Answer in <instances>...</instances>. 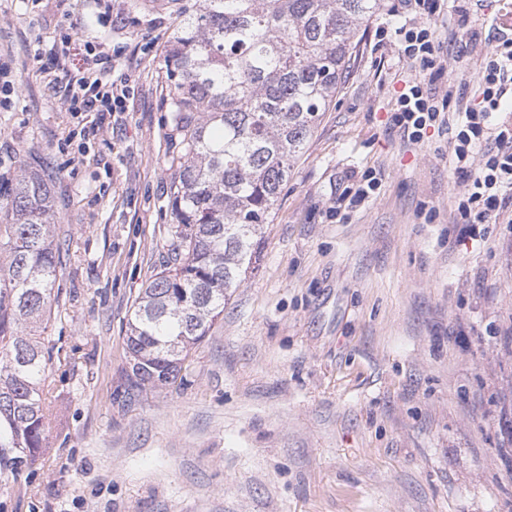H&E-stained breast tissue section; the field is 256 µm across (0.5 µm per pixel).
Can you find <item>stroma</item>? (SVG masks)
I'll list each match as a JSON object with an SVG mask.
<instances>
[{"label": "stroma", "mask_w": 512, "mask_h": 512, "mask_svg": "<svg viewBox=\"0 0 512 512\" xmlns=\"http://www.w3.org/2000/svg\"><path fill=\"white\" fill-rule=\"evenodd\" d=\"M196 0H0V182L27 160L54 177L69 245L44 333L47 446L0 465V512H512V224L461 232L448 130L408 146L388 119L411 74L385 0L347 81L292 168L259 257L192 352L179 387L118 391L128 315L166 265L178 151L163 53ZM428 15L447 65L471 76L483 28L452 0ZM70 39L122 51L132 93L103 134L65 110ZM383 179L337 208L363 173Z\"/></svg>", "instance_id": "obj_1"}]
</instances>
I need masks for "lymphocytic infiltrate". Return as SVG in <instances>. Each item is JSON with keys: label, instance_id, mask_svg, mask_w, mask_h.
<instances>
[{"label": "lymphocytic infiltrate", "instance_id": "f902f5d3", "mask_svg": "<svg viewBox=\"0 0 512 512\" xmlns=\"http://www.w3.org/2000/svg\"><path fill=\"white\" fill-rule=\"evenodd\" d=\"M85 65L67 84L66 109L73 118L93 112L98 116L92 132L103 130L107 119L126 109L129 86L116 76L114 56L99 45L86 43ZM402 53L411 68L428 70L439 66L435 33L426 23L404 32ZM512 94V39L491 45L475 84V103H465L463 88L449 86L436 97L416 78L405 81L391 120L407 144L423 143L433 127H447L449 163L464 183L455 198V211L464 228L475 224L499 223L503 212L512 209V122L494 121L502 103ZM464 102L458 118L450 119L440 107L451 101Z\"/></svg>", "mask_w": 512, "mask_h": 512}]
</instances>
